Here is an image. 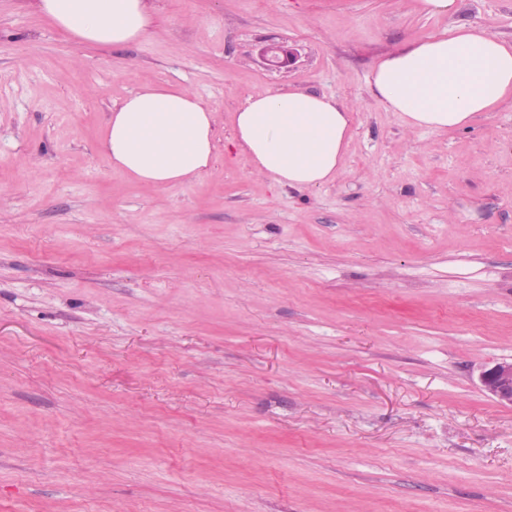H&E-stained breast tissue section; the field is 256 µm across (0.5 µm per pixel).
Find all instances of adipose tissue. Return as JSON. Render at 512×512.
Masks as SVG:
<instances>
[{"instance_id": "1", "label": "adipose tissue", "mask_w": 512, "mask_h": 512, "mask_svg": "<svg viewBox=\"0 0 512 512\" xmlns=\"http://www.w3.org/2000/svg\"><path fill=\"white\" fill-rule=\"evenodd\" d=\"M39 9L84 46L141 40L153 21L147 0H39ZM369 86L408 127L462 128L512 93V43L480 27L446 30L380 58ZM231 126L253 173L310 189L341 172L351 113L332 96L280 90L251 96ZM102 146L113 166L137 181L186 183L214 159V113L189 89L146 87L110 112Z\"/></svg>"}]
</instances>
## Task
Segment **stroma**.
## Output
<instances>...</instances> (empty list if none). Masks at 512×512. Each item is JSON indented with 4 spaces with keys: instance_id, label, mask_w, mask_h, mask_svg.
Returning a JSON list of instances; mask_svg holds the SVG:
<instances>
[{
    "instance_id": "1",
    "label": "stroma",
    "mask_w": 512,
    "mask_h": 512,
    "mask_svg": "<svg viewBox=\"0 0 512 512\" xmlns=\"http://www.w3.org/2000/svg\"><path fill=\"white\" fill-rule=\"evenodd\" d=\"M148 3L149 35L101 48L0 0V512H512V407L479 381L512 359V95L433 132L368 83L460 25L512 42V0ZM146 86L213 110L195 181L103 150ZM288 88L352 113L323 187L228 146ZM261 55L275 68L287 67L293 59L292 50L283 43H273L262 48Z\"/></svg>"
}]
</instances>
